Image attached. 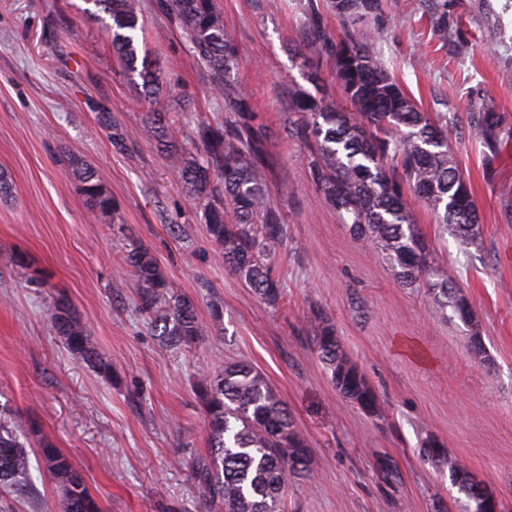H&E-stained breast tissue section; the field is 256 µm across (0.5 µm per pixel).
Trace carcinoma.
Wrapping results in <instances>:
<instances>
[{
	"label": "carcinoma",
	"mask_w": 512,
	"mask_h": 512,
	"mask_svg": "<svg viewBox=\"0 0 512 512\" xmlns=\"http://www.w3.org/2000/svg\"><path fill=\"white\" fill-rule=\"evenodd\" d=\"M324 2L347 26L382 11V0ZM87 3L95 7L91 15L111 39L113 58L149 103L142 135L164 147L183 190L199 205L224 266L267 304L277 306L283 291L268 259L283 246L282 214L267 190L263 137L252 125L253 108L237 79L241 58L224 27L218 0H156L207 72L218 109L225 112L221 122L194 123L183 140L172 129V116H186V100L163 89L160 68L141 54L137 41L144 26L141 0ZM303 33L300 58L312 69V80L319 79L317 62L333 59L336 81L350 105L347 109L305 90L291 93L299 118L289 123L288 135L305 144L303 160L313 182L349 231L385 257L401 286L425 289L441 313L450 310L465 326L474 327L472 308L461 302L454 276L427 262L426 243L407 203L411 195L429 207L460 249L477 244V207L447 129L397 83L377 50L376 35L334 38L314 3L305 11ZM99 122L112 130L113 149L126 151L129 133L112 123L108 112L99 113ZM67 168L94 219L115 223L119 205L95 169L76 156ZM123 262L138 283V308L162 345L187 351L207 335L195 303L170 288L151 249L132 240ZM51 320L72 354L108 371L67 297L59 294L53 300ZM311 342L336 391L368 415L383 416L375 389L343 350L333 325L315 323ZM193 392L208 427L209 448L192 461L204 509L219 504L224 512H282L288 489L308 475L311 465L307 441L295 429L284 401L245 360L197 374ZM38 433L35 423L0 404V512H15L10 498L26 491L31 438ZM39 448L42 469L59 489L54 512H101L69 459L44 437ZM423 451L448 468L450 482L464 495L459 512H489L473 476L444 445L428 435Z\"/></svg>",
	"instance_id": "1"
}]
</instances>
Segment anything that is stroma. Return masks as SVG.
<instances>
[{"label":"stroma","mask_w":512,"mask_h":512,"mask_svg":"<svg viewBox=\"0 0 512 512\" xmlns=\"http://www.w3.org/2000/svg\"><path fill=\"white\" fill-rule=\"evenodd\" d=\"M307 0H220L242 59L239 80L264 131L269 195L284 216L272 266L284 288L264 303L229 271L200 212L155 141L137 138L146 104L113 59L85 0H0V401L35 420L82 474L101 512H197L185 467L207 448L191 383L228 360L256 367L288 405L311 450L312 474L292 486L285 512H458L448 472L424 455L432 436L512 512V0H383L380 17L337 38L378 29V50L406 93L438 116L477 204L482 237L468 251L410 200L432 262L451 269L486 348L440 314L427 293L402 287L384 257L349 233L312 182L304 146L288 136L290 91L310 89L291 47ZM443 13L447 38L430 19ZM145 41L191 117L218 107L180 33L143 0ZM109 109L133 133L112 148L97 119ZM490 124L492 142L473 137ZM91 163L119 204L116 224L92 223L67 156ZM154 252L174 290L209 332L191 350L153 336L137 282L121 257L129 239ZM25 266H18L17 257ZM76 307L110 365L72 355L51 327L57 294ZM223 311L211 319L212 306ZM377 391L383 417L346 402L311 348L316 316ZM398 470L388 479L379 462Z\"/></svg>","instance_id":"obj_1"}]
</instances>
